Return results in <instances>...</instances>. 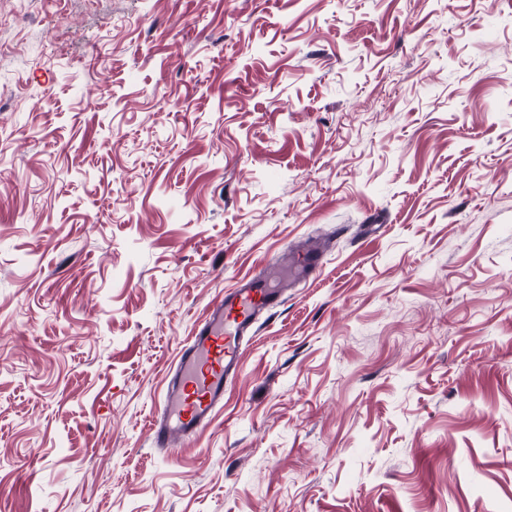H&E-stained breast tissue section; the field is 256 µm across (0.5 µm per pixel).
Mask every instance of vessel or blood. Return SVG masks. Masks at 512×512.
Instances as JSON below:
<instances>
[{"instance_id": "vessel-or-blood-1", "label": "vessel or blood", "mask_w": 512, "mask_h": 512, "mask_svg": "<svg viewBox=\"0 0 512 512\" xmlns=\"http://www.w3.org/2000/svg\"><path fill=\"white\" fill-rule=\"evenodd\" d=\"M287 266L290 279L308 281L321 270L322 252L300 246ZM279 286V279L269 273L244 278L210 303L206 319L180 348L160 414L149 424L152 445L164 456H173L180 443L211 425L227 384L238 373L253 327L278 301Z\"/></svg>"}]
</instances>
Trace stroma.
I'll list each match as a JSON object with an SVG mask.
<instances>
[{
  "mask_svg": "<svg viewBox=\"0 0 512 512\" xmlns=\"http://www.w3.org/2000/svg\"><path fill=\"white\" fill-rule=\"evenodd\" d=\"M0 512H512V0H0ZM323 251L308 245H302L286 259L289 277L294 281L306 282L316 277L322 267ZM283 282L270 272L241 279L214 299L207 318L180 348L160 416L152 418V445L166 457L209 427L224 403V390L237 375L255 324L275 306Z\"/></svg>",
  "mask_w": 512,
  "mask_h": 512,
  "instance_id": "stroma-1",
  "label": "stroma"
}]
</instances>
